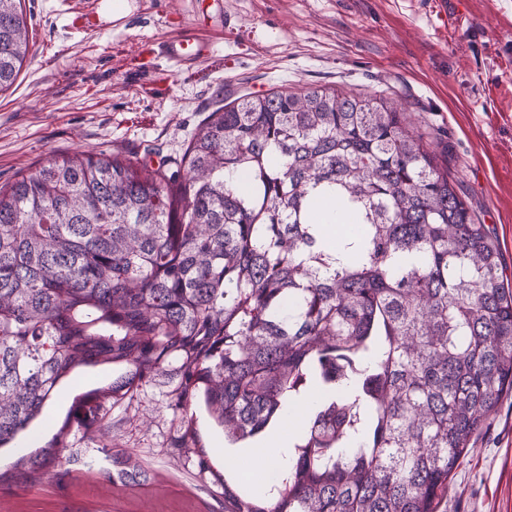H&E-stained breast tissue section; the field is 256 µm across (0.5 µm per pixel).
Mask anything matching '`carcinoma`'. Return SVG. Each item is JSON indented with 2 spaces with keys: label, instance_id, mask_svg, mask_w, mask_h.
<instances>
[{
  "label": "carcinoma",
  "instance_id": "cac0c4a2",
  "mask_svg": "<svg viewBox=\"0 0 512 512\" xmlns=\"http://www.w3.org/2000/svg\"><path fill=\"white\" fill-rule=\"evenodd\" d=\"M28 52L23 0H0V93ZM320 204L345 214L333 248ZM501 270L493 229L392 98L245 94L209 113L173 170L54 156L0 187V447L74 370L120 371L0 482L42 480L150 386L173 413L170 447L203 472L194 406L239 448L316 381L288 466L254 496L224 481V512H443L512 391Z\"/></svg>",
  "mask_w": 512,
  "mask_h": 512
}]
</instances>
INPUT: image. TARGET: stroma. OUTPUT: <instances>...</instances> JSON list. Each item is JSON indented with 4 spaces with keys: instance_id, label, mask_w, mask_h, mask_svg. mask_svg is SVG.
<instances>
[{
    "instance_id": "1",
    "label": "stroma",
    "mask_w": 512,
    "mask_h": 512,
    "mask_svg": "<svg viewBox=\"0 0 512 512\" xmlns=\"http://www.w3.org/2000/svg\"><path fill=\"white\" fill-rule=\"evenodd\" d=\"M29 54L0 94V185L55 154L182 155L209 112L237 96L325 86L400 99L478 221L500 244L512 287V0H25ZM229 28H222V20ZM198 36L210 56L137 62L145 42ZM100 365L62 380L38 419L0 447V472L44 446L77 394L108 383ZM157 390L114 409L104 440L143 478L108 482L96 443L63 475L0 485V512H224L239 451L198 408L209 469L170 448ZM446 512H512V392L448 485Z\"/></svg>"
}]
</instances>
